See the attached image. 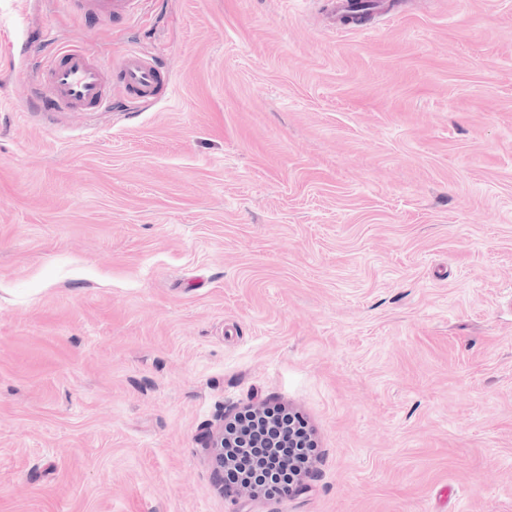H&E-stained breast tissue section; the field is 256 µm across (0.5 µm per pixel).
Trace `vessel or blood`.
<instances>
[{
	"label": "vessel or blood",
	"instance_id": "vessel-or-blood-1",
	"mask_svg": "<svg viewBox=\"0 0 512 512\" xmlns=\"http://www.w3.org/2000/svg\"><path fill=\"white\" fill-rule=\"evenodd\" d=\"M85 13L120 21L129 18L139 0H74ZM165 71L156 58L126 49L114 64L92 58L80 45L55 49L49 56L38 95L49 107L110 111L124 101L136 103L158 96Z\"/></svg>",
	"mask_w": 512,
	"mask_h": 512
}]
</instances>
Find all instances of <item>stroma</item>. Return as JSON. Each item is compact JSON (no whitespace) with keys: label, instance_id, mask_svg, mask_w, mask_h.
Wrapping results in <instances>:
<instances>
[{"label":"stroma","instance_id":"stroma-1","mask_svg":"<svg viewBox=\"0 0 512 512\" xmlns=\"http://www.w3.org/2000/svg\"><path fill=\"white\" fill-rule=\"evenodd\" d=\"M0 0V512H512V0ZM167 96L34 99L52 46ZM303 492H226L257 402ZM82 11L97 18L120 21L128 19L140 0H69ZM349 14L344 21L353 25H365L374 17V10L378 7V0H350ZM291 423H295L298 431L302 432L306 436V440L310 438L309 434H307L305 422L299 416H295V418L291 420ZM294 431L295 430L292 425L288 424V439L294 440L295 443H300V446H302L301 443L305 439L295 437ZM288 439H285L279 448V452L282 456L288 455V452L291 450V448L288 446ZM294 453L295 454L293 456L288 455V459L283 460L281 465L274 461L268 464L265 469V473L261 474L265 483L263 481L258 482V478H256V482L260 486L261 492L266 495L268 492L272 494L279 492L280 490H285L287 488L286 486H272L268 491L266 484L274 483V481H281L284 478H288L287 474L291 475V471H297L298 467H301L300 473L305 470H310L312 467V460L310 456L305 453L304 449L300 450L295 448ZM298 473L299 472H297V474Z\"/></svg>","mask_w":512,"mask_h":512}]
</instances>
